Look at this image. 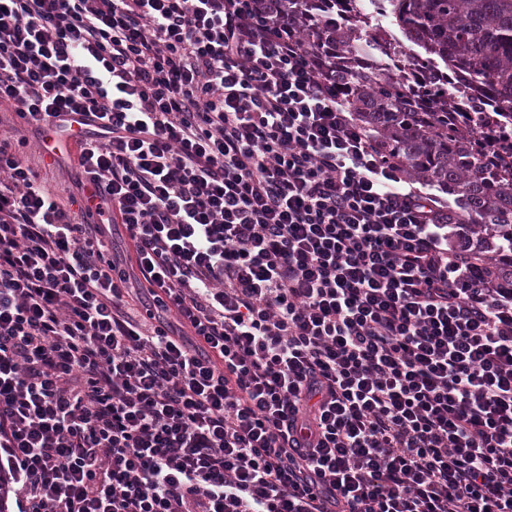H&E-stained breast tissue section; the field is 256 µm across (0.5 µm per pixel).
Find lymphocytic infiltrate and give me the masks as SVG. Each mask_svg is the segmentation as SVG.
Masks as SVG:
<instances>
[{"label":"lymphocytic infiltrate","mask_w":512,"mask_h":512,"mask_svg":"<svg viewBox=\"0 0 512 512\" xmlns=\"http://www.w3.org/2000/svg\"><path fill=\"white\" fill-rule=\"evenodd\" d=\"M0 100L83 124L75 212L0 137L17 512H512V297L291 11L0 0Z\"/></svg>","instance_id":"f902f5d3"}]
</instances>
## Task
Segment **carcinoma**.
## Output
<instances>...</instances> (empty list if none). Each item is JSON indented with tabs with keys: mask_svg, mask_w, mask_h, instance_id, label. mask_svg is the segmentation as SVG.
Wrapping results in <instances>:
<instances>
[{
	"mask_svg": "<svg viewBox=\"0 0 512 512\" xmlns=\"http://www.w3.org/2000/svg\"><path fill=\"white\" fill-rule=\"evenodd\" d=\"M281 2L402 174L455 197L485 284L512 289V0Z\"/></svg>",
	"mask_w": 512,
	"mask_h": 512,
	"instance_id": "cac0c4a2",
	"label": "carcinoma"
}]
</instances>
